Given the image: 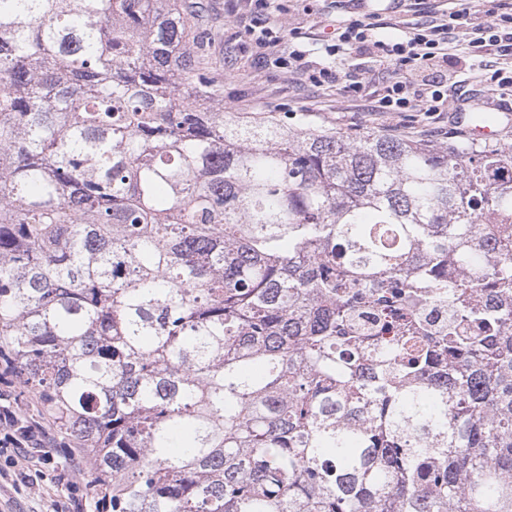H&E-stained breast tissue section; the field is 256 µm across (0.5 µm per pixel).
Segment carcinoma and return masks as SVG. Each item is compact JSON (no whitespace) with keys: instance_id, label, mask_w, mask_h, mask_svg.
Wrapping results in <instances>:
<instances>
[{"instance_id":"carcinoma-1","label":"carcinoma","mask_w":512,"mask_h":512,"mask_svg":"<svg viewBox=\"0 0 512 512\" xmlns=\"http://www.w3.org/2000/svg\"><path fill=\"white\" fill-rule=\"evenodd\" d=\"M195 16L0 0V364L110 512H512V147L226 112Z\"/></svg>"}]
</instances>
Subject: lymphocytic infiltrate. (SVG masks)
Instances as JSON below:
<instances>
[{
	"instance_id": "lymphocytic-infiltrate-1",
	"label": "lymphocytic infiltrate",
	"mask_w": 512,
	"mask_h": 512,
	"mask_svg": "<svg viewBox=\"0 0 512 512\" xmlns=\"http://www.w3.org/2000/svg\"><path fill=\"white\" fill-rule=\"evenodd\" d=\"M373 28V23L361 20L337 27L336 40L328 45L327 52L332 56L363 53L376 62L388 61L396 67V77L388 82L378 100L382 112L444 111L449 86L460 83L462 77L461 72L446 66L455 42L466 41L475 56L492 50L512 53V13L507 11L504 0H498L485 17L463 7L448 18L421 24L395 41L374 38ZM248 32L254 35L259 54L269 56L277 68L316 85L339 84L349 98L360 97L374 80L369 71L356 74L310 60L296 44L289 46L287 54H278L282 37L272 23L249 26ZM52 443L42 425L35 421L23 437L9 434L0 439V457L13 468L18 464L20 451L29 448L35 450L38 462L47 463L51 460L48 447Z\"/></svg>"
}]
</instances>
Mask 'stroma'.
<instances>
[{"mask_svg":"<svg viewBox=\"0 0 512 512\" xmlns=\"http://www.w3.org/2000/svg\"><path fill=\"white\" fill-rule=\"evenodd\" d=\"M200 22L207 60L217 79L219 94L230 112L287 113L289 123L312 122L335 128L337 133L355 135L372 131L393 138L446 145L465 139L462 128L451 123L444 112H376L371 102L346 98L335 85L315 86L288 75L258 57L251 36L240 19L252 7L251 0H202ZM460 0H396L393 9L378 14L376 35L394 37L432 18L458 10ZM270 11L284 38L301 33L304 49L325 58L335 23L368 17L366 0H270ZM451 65L462 69L471 88L482 97L496 98L498 87L488 77L494 69L512 66L506 56H470L457 47ZM90 470L73 475L76 496L58 487L52 468H44L33 488L14 490L10 479L0 480V512H96L95 497L87 484Z\"/></svg>","mask_w":512,"mask_h":512,"instance_id":"35a3bbf8","label":"stroma"}]
</instances>
